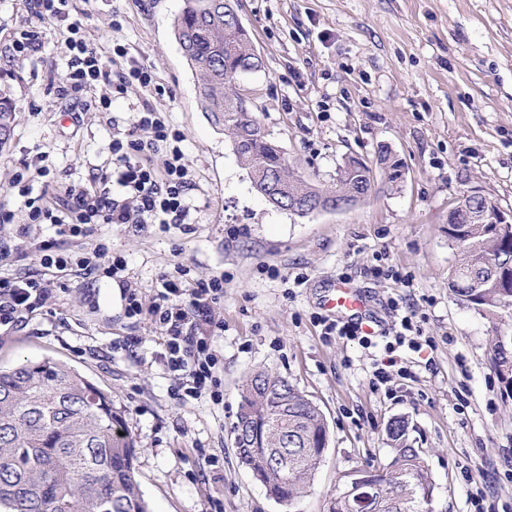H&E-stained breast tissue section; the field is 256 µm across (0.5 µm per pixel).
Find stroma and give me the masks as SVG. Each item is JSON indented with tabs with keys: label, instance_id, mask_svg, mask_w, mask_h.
<instances>
[{
	"label": "stroma",
	"instance_id": "obj_1",
	"mask_svg": "<svg viewBox=\"0 0 512 512\" xmlns=\"http://www.w3.org/2000/svg\"><path fill=\"white\" fill-rule=\"evenodd\" d=\"M181 6L76 0L71 16L87 40L107 55L125 45L152 72L151 87L101 112L102 86L56 95L68 60L59 26H47L34 56H9L27 3L0 0V87L16 107L0 146V211L13 215L0 223V246L10 250L0 279L31 276L52 287L21 324L0 326V366L49 358L110 392L136 442V478L153 512H210L217 503L223 512H330L341 473L389 461L386 428L397 418L429 465L433 512H475L478 496L494 512H512V393L490 361L493 337L512 336V318L490 319L448 287L455 198L476 188L512 211V0H239L262 59L241 84L268 137L315 185L333 186L351 157L374 173L362 204L304 218L253 189L223 131L202 112L172 30ZM114 18L120 30H110ZM146 102L184 135L193 181L187 223L164 231L101 224L76 237L29 223L15 177L35 195L48 184L91 186L110 167L113 138ZM384 145L404 164L395 186L378 160ZM51 239L72 258L95 257L99 271L35 261V245ZM116 257L125 268L111 279L103 270ZM380 257L401 280L372 274ZM164 274L184 288L224 279L214 307L224 323L222 405L206 395L178 399L159 359L160 330L126 313L121 285L148 305ZM339 283L360 290L385 327L395 311L415 312L425 341L400 351L409 375L373 385L382 347L323 336L322 300ZM259 367L288 378L328 424L313 488L290 506L270 498L237 459L238 387Z\"/></svg>",
	"mask_w": 512,
	"mask_h": 512
}]
</instances>
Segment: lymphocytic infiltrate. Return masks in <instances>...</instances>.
Listing matches in <instances>:
<instances>
[{"label": "lymphocytic infiltrate", "instance_id": "obj_1", "mask_svg": "<svg viewBox=\"0 0 512 512\" xmlns=\"http://www.w3.org/2000/svg\"><path fill=\"white\" fill-rule=\"evenodd\" d=\"M30 15L13 34L11 50L15 57L37 53L42 43V26L62 23L61 35L69 59L58 92L75 96L85 88L100 85L105 89L99 111H109L114 98L127 95L134 87H149L150 70L139 62L113 68L114 58H122V45L103 55L81 34V26L70 18L72 0H29ZM183 135L173 129L160 112L143 105L123 138L112 142V178H100L90 189H65L58 206H51L45 195L25 197L24 205L32 223L50 221L57 235L77 236L94 224H181L188 218L193 183L180 148ZM46 284L32 277L0 281V325L21 322L47 299ZM224 296L220 277L199 279L183 288L168 277H161L156 301L143 308L137 294L125 290L126 312L136 318L149 314L163 337L161 359L179 380L186 397L209 395L212 402L224 401L218 370L221 354L213 339L223 332L222 322L214 320L211 306ZM422 329L412 316H402L392 341L384 346V358L373 365L376 383H387L390 370L398 364L400 347L419 350Z\"/></svg>", "mask_w": 512, "mask_h": 512}]
</instances>
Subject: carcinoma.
Segmentation results:
<instances>
[{
    "label": "carcinoma",
    "mask_w": 512,
    "mask_h": 512,
    "mask_svg": "<svg viewBox=\"0 0 512 512\" xmlns=\"http://www.w3.org/2000/svg\"><path fill=\"white\" fill-rule=\"evenodd\" d=\"M238 0H182L176 40L194 72L201 109L228 135L231 149L264 193L277 184L306 196L371 193L372 169L350 158L336 186L311 184L288 164L249 108L239 77L261 68L249 31L237 19ZM13 104L0 94V145L9 137ZM456 256L448 288L492 319L512 317V233L491 224H450ZM492 365L512 390V338L495 337ZM233 433L245 427L242 467L277 502L292 505L310 488L329 445L324 414L287 378L265 368L239 389ZM392 458L360 470L385 487L373 512H429L435 482L419 449L408 443L403 419L387 427ZM136 442L112 396L70 366L44 359L0 368V512H150L135 477Z\"/></svg>",
    "instance_id": "obj_1"
}]
</instances>
